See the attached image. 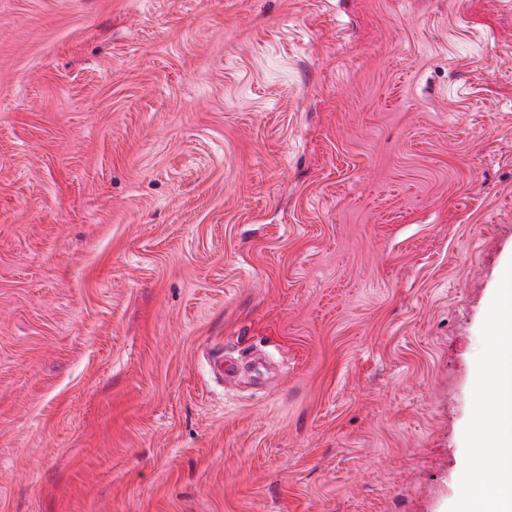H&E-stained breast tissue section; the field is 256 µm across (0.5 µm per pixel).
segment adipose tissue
<instances>
[{"label": "adipose tissue", "mask_w": 512, "mask_h": 512, "mask_svg": "<svg viewBox=\"0 0 512 512\" xmlns=\"http://www.w3.org/2000/svg\"><path fill=\"white\" fill-rule=\"evenodd\" d=\"M496 347L482 378L495 396L497 413L477 418L473 436L475 465L465 473L473 495L462 512H512V261L504 263L491 310ZM493 468L498 479L488 484L484 468Z\"/></svg>", "instance_id": "ef3b65f1"}]
</instances>
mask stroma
Segmentation results:
<instances>
[{"instance_id": "stroma-1", "label": "stroma", "mask_w": 512, "mask_h": 512, "mask_svg": "<svg viewBox=\"0 0 512 512\" xmlns=\"http://www.w3.org/2000/svg\"><path fill=\"white\" fill-rule=\"evenodd\" d=\"M512 260V0H0V512H460Z\"/></svg>"}]
</instances>
